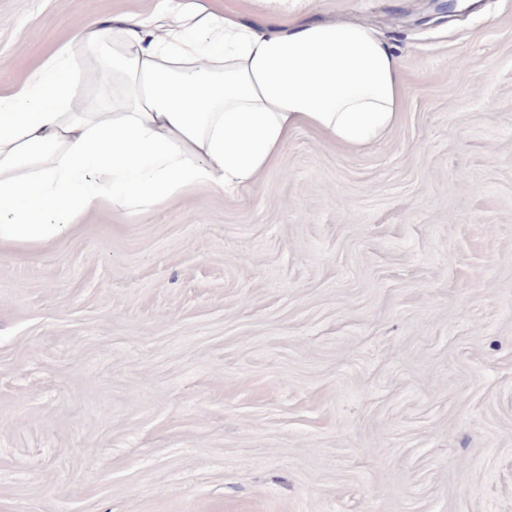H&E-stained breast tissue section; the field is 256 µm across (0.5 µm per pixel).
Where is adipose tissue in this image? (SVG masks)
<instances>
[{
	"mask_svg": "<svg viewBox=\"0 0 512 512\" xmlns=\"http://www.w3.org/2000/svg\"><path fill=\"white\" fill-rule=\"evenodd\" d=\"M168 13L81 32L111 106L75 102L68 44L0 95V246L59 240L106 205L142 215L194 187L255 185L300 128L363 148L399 118L400 61L369 26L266 32L178 2Z\"/></svg>",
	"mask_w": 512,
	"mask_h": 512,
	"instance_id": "obj_1",
	"label": "adipose tissue"
}]
</instances>
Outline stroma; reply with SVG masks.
<instances>
[{"label": "stroma", "instance_id": "obj_1", "mask_svg": "<svg viewBox=\"0 0 512 512\" xmlns=\"http://www.w3.org/2000/svg\"><path fill=\"white\" fill-rule=\"evenodd\" d=\"M158 6L0 0V94ZM433 12L297 14L398 55L371 147L303 128L256 185L0 248V512H512V0ZM74 54L82 105L109 100Z\"/></svg>", "mask_w": 512, "mask_h": 512}]
</instances>
